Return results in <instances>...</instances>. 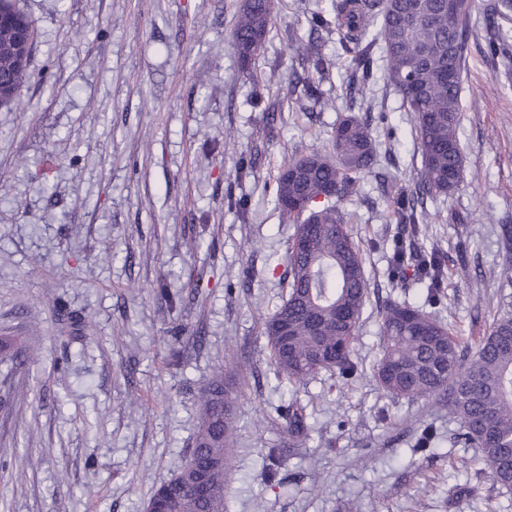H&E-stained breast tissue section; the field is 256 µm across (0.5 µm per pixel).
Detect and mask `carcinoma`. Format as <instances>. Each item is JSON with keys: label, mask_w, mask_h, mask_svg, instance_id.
Here are the masks:
<instances>
[{"label": "carcinoma", "mask_w": 512, "mask_h": 512, "mask_svg": "<svg viewBox=\"0 0 512 512\" xmlns=\"http://www.w3.org/2000/svg\"><path fill=\"white\" fill-rule=\"evenodd\" d=\"M342 53L332 59L313 40L287 33L289 49L303 71L325 77L338 65L367 84L374 60L366 42L369 28L380 23L384 75L401 93L412 124L421 170L414 189L395 190L389 180L381 193L413 237L426 236L430 215L424 199L446 195L464 180L458 135L463 63L475 0H460L448 15L447 0H330ZM274 0H246L233 32L240 63L248 65L263 49L274 23ZM512 11L500 0L486 15L489 27ZM306 94L319 111L334 107L314 79L303 77ZM380 145L370 124L346 115L333 128L326 153H301L285 164L274 186V204L292 224L284 258L287 294L264 323L263 335L274 375L296 390L323 371L343 377L357 371L352 346L369 297V283L359 245L342 210L360 190V180L374 173ZM395 273L415 265L426 299L440 298L444 261L433 248L416 254L401 241L391 257ZM380 357L372 377L397 399L448 406L459 423L457 442L478 449L477 462L494 484L512 490V304L500 306L487 331L467 346L437 315L406 301L389 300L382 308ZM243 397L236 383L215 372L199 395V416L188 457L154 489L150 500L168 489L169 512H228L227 466L237 431L236 407ZM296 398L288 405L286 431L291 440L308 438L311 425ZM207 466L210 493L198 495L195 464Z\"/></svg>", "instance_id": "obj_1"}]
</instances>
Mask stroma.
<instances>
[{
  "label": "stroma",
  "instance_id": "1",
  "mask_svg": "<svg viewBox=\"0 0 512 512\" xmlns=\"http://www.w3.org/2000/svg\"><path fill=\"white\" fill-rule=\"evenodd\" d=\"M35 23L29 75L0 107V336L35 351L0 361V512H144L185 459L213 371L238 370L244 396L228 469L230 512H512V492L473 465L442 405L386 396L371 376L387 299L421 305L391 267L397 223L374 177L344 205L370 281L354 375L300 389L306 441L284 431L287 398L263 323L286 294L278 265L292 227L273 201L296 154L326 152L338 118H367L397 188L421 167L401 95L382 62L363 89L323 78L336 108L308 110L291 81L287 31L307 36L317 0H275L261 54L241 68L233 31L244 0H14ZM477 0L463 71L465 178L428 200L419 250L446 257L434 312L483 335L500 298L512 225V57L485 55ZM275 139H257L267 115ZM252 172L241 176V160ZM60 297L63 311L45 304ZM203 341L173 363L182 329ZM437 448L412 453L424 426ZM286 451L262 480L268 448Z\"/></svg>",
  "mask_w": 512,
  "mask_h": 512
}]
</instances>
